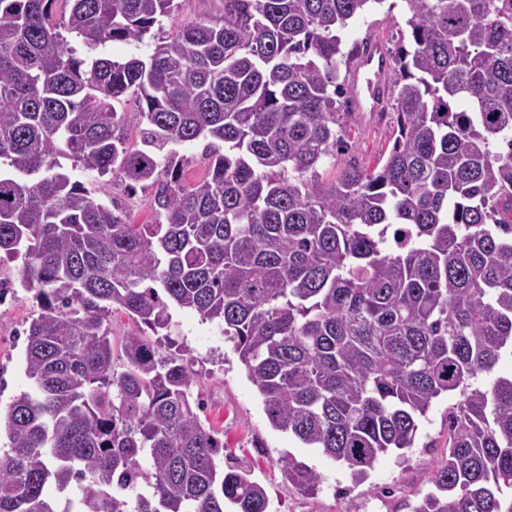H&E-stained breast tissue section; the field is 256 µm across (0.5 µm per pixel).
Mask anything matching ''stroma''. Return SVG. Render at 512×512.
Segmentation results:
<instances>
[{
	"label": "stroma",
	"mask_w": 512,
	"mask_h": 512,
	"mask_svg": "<svg viewBox=\"0 0 512 512\" xmlns=\"http://www.w3.org/2000/svg\"><path fill=\"white\" fill-rule=\"evenodd\" d=\"M406 19L401 0L372 5L342 30V46L348 49L370 41L380 44L386 53H394L409 42L411 30ZM340 126L349 149L320 167L321 178L327 183L336 180L348 162L371 166L379 157L388 156L396 136L389 112L369 124L345 113ZM74 176L97 202L121 203L138 224L150 218L146 192L127 194L89 171L78 170ZM170 312L169 341L185 349L188 357L203 361L206 369L193 388L204 401L203 420L223 430L228 459L251 466L254 479L267 489L274 512H413L422 497L432 491L429 477L447 451L448 413L456 407L458 394H448L433 403L420 422L413 447L400 455L380 457L364 479L356 480L340 463L317 449L303 447L298 439L271 426L256 387L216 324L176 306ZM38 313L31 293L23 290L0 304V409L32 389L24 374L23 331ZM288 454L319 474L317 495L307 496L284 482L280 459Z\"/></svg>",
	"instance_id": "stroma-1"
}]
</instances>
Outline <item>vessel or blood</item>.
Wrapping results in <instances>:
<instances>
[{
	"instance_id": "obj_1",
	"label": "vessel or blood",
	"mask_w": 512,
	"mask_h": 512,
	"mask_svg": "<svg viewBox=\"0 0 512 512\" xmlns=\"http://www.w3.org/2000/svg\"><path fill=\"white\" fill-rule=\"evenodd\" d=\"M389 77V63L379 48L371 46L350 70L354 109L358 112L381 111Z\"/></svg>"
}]
</instances>
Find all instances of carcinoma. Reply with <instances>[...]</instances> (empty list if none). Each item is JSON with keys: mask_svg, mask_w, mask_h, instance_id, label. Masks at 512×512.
Listing matches in <instances>:
<instances>
[{"mask_svg": "<svg viewBox=\"0 0 512 512\" xmlns=\"http://www.w3.org/2000/svg\"><path fill=\"white\" fill-rule=\"evenodd\" d=\"M371 2L224 0L168 29L174 0H0V254L40 309L35 391L0 411V512H269L197 414L182 349L129 336L114 364L109 316L156 333L172 304L222 326L274 428L356 478L459 394L414 512H512V376L470 383L512 352V0H402L393 146L326 184L360 54L340 32ZM201 140L189 181L173 146ZM78 168L148 192L153 223ZM280 469L318 490L306 463Z\"/></svg>", "mask_w": 512, "mask_h": 512, "instance_id": "1", "label": "carcinoma"}]
</instances>
